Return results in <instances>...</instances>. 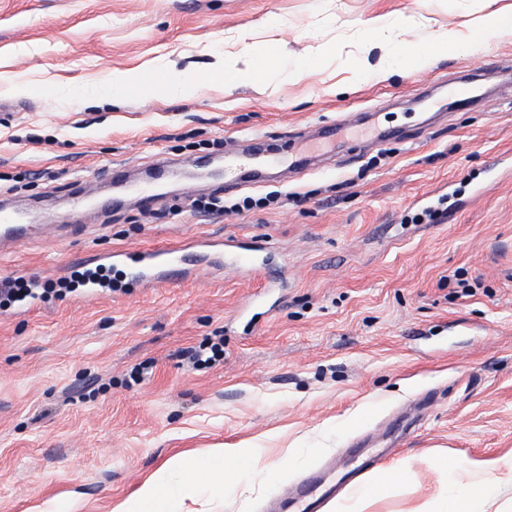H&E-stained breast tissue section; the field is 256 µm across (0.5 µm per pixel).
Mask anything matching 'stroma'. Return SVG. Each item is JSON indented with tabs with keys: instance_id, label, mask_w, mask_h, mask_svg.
<instances>
[{
	"instance_id": "obj_1",
	"label": "stroma",
	"mask_w": 512,
	"mask_h": 512,
	"mask_svg": "<svg viewBox=\"0 0 512 512\" xmlns=\"http://www.w3.org/2000/svg\"><path fill=\"white\" fill-rule=\"evenodd\" d=\"M486 0H0V195L50 202L56 238L0 254V278L53 281L87 252L198 236L255 249L278 278L201 269L154 288H65L0 310V512L65 502L111 512L164 462L254 445L307 464L271 488L239 485L209 512H269L329 459L373 439L407 460L369 512H409L442 483L429 465L512 456V35L386 80L357 79L344 38L374 16L420 14L458 30ZM287 59L324 46L329 66L271 92L224 84L229 36ZM206 75L188 96L136 89L102 104L114 74ZM359 114L316 169L269 155L274 195L240 215L194 210L192 163L247 138L313 139ZM172 166L151 207L73 216L75 182L112 164ZM471 286L463 295L462 283ZM221 342L213 365L184 353Z\"/></svg>"
}]
</instances>
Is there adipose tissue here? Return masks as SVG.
Instances as JSON below:
<instances>
[{"instance_id": "obj_1", "label": "adipose tissue", "mask_w": 512, "mask_h": 512, "mask_svg": "<svg viewBox=\"0 0 512 512\" xmlns=\"http://www.w3.org/2000/svg\"><path fill=\"white\" fill-rule=\"evenodd\" d=\"M487 2L490 11L469 24L466 34L459 38L447 31L426 32L419 42L412 43L406 35L413 30H424L423 17L397 14L370 18L363 32L364 58L358 63L357 76L385 79L397 70L414 68L448 50L479 44L482 36L511 34L512 14L495 9L496 0ZM325 61V55L318 52H307L292 61H284L278 46L272 43L252 53L244 66L238 58H225L224 83L233 86L249 75L263 87L276 91L291 78L319 67ZM306 456V449L294 448L280 463L269 464L263 462L257 449L242 446L213 448L202 459L176 456L158 468L113 512H176V503L185 497L220 498L245 477L265 487L280 481ZM433 466L445 482L414 512H485L488 504L497 502L502 486L512 484V457L484 458L466 463L443 457L435 460ZM409 474L408 464L401 460L380 468L373 479L354 489L352 503L337 505L336 512H368L380 497L388 477L402 479Z\"/></svg>"}]
</instances>
